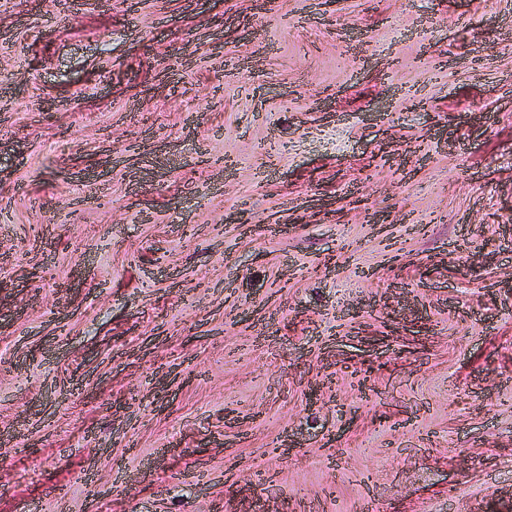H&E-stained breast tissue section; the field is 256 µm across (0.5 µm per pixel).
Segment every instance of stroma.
Wrapping results in <instances>:
<instances>
[{"instance_id": "35a3bbf8", "label": "stroma", "mask_w": 512, "mask_h": 512, "mask_svg": "<svg viewBox=\"0 0 512 512\" xmlns=\"http://www.w3.org/2000/svg\"><path fill=\"white\" fill-rule=\"evenodd\" d=\"M0 512H512V0H0Z\"/></svg>"}]
</instances>
